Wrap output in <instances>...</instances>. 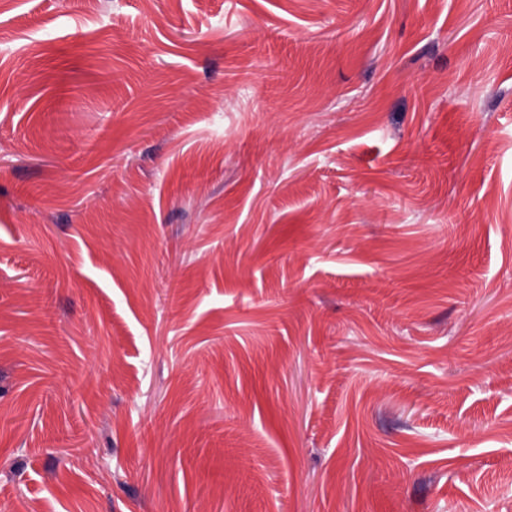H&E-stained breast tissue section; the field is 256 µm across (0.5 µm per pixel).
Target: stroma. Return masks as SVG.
<instances>
[{
	"label": "stroma",
	"mask_w": 512,
	"mask_h": 512,
	"mask_svg": "<svg viewBox=\"0 0 512 512\" xmlns=\"http://www.w3.org/2000/svg\"><path fill=\"white\" fill-rule=\"evenodd\" d=\"M0 512H512V0H0Z\"/></svg>",
	"instance_id": "1"
}]
</instances>
